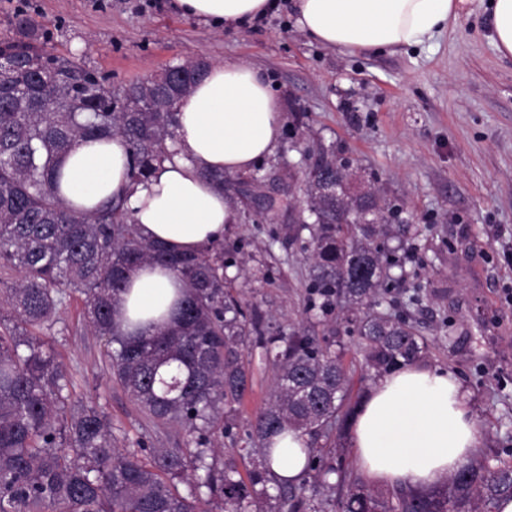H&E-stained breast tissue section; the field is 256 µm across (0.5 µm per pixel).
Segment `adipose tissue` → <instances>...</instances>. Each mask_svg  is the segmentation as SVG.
<instances>
[{"mask_svg": "<svg viewBox=\"0 0 512 512\" xmlns=\"http://www.w3.org/2000/svg\"><path fill=\"white\" fill-rule=\"evenodd\" d=\"M464 0H296L295 22L314 41L350 51L417 46L448 27ZM181 14L216 26L265 15L271 0H173ZM174 155L145 181L126 176L127 145L114 136L82 142L64 160L61 192L72 208L93 212L125 198L141 234L179 252L222 240L235 205L212 174L251 170L273 153L283 127L278 99L262 70L224 61L208 65L179 106ZM116 307L119 319L171 323L184 286L169 269L145 264ZM352 463L374 487L430 490L446 483L482 444V433L456 375L407 365L384 376L351 421ZM271 469L299 478L308 438L288 428L273 437Z\"/></svg>", "mask_w": 512, "mask_h": 512, "instance_id": "adipose-tissue-1", "label": "adipose tissue"}]
</instances>
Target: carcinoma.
<instances>
[{
    "label": "carcinoma",
    "mask_w": 512,
    "mask_h": 512,
    "mask_svg": "<svg viewBox=\"0 0 512 512\" xmlns=\"http://www.w3.org/2000/svg\"><path fill=\"white\" fill-rule=\"evenodd\" d=\"M18 27L22 38L0 37V272L19 274L0 296L15 318L0 320V512H325L326 504L336 512H492L498 498L512 497V465L494 457L470 460L437 489L384 493L336 460L359 401L329 337L341 329L358 337L363 364L376 375L426 352L392 296L406 279L398 253L419 247L417 234L389 223L398 205L379 188L353 185L350 162L321 149L301 181L311 223L296 215L288 232L310 252L307 311L321 316L322 330H275L233 295L223 250L173 252L141 236L125 201L84 214L58 194L62 159L86 139L122 137L134 183L169 158L179 104L208 61L190 57L131 83L120 109L105 112L110 87L47 53L29 16ZM145 263L172 270L185 295L173 324L125 332L114 306ZM68 289L86 296L85 321L106 340L112 380L154 422L184 430L194 452L121 449L95 403L71 400L66 366L48 341L27 333L57 316ZM249 344L271 357L274 391L252 424L253 447L220 464L224 439L236 443L224 408L239 403L251 381ZM288 427L309 441L295 481L274 477L269 465L268 442Z\"/></svg>",
    "instance_id": "obj_1"
}]
</instances>
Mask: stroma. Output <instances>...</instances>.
Listing matches in <instances>:
<instances>
[{
  "instance_id": "1",
  "label": "stroma",
  "mask_w": 512,
  "mask_h": 512,
  "mask_svg": "<svg viewBox=\"0 0 512 512\" xmlns=\"http://www.w3.org/2000/svg\"><path fill=\"white\" fill-rule=\"evenodd\" d=\"M484 0H466L447 30L417 48L348 51L312 41L294 0L240 29L183 16L172 0H28L46 48L119 88L190 56L260 68L280 100L283 128L253 173L280 200L299 193L280 168H303L319 147L357 162L362 184L380 187L424 232L407 262L426 298L408 315L428 344L426 365L450 369L470 397L481 452L512 462V59L493 45ZM292 213L240 207L224 232L245 267L230 266L238 295L273 325L305 320L309 263L289 241ZM84 297L67 299L39 329L66 363L77 396L96 403L128 450L184 448L185 432L150 421L111 379L107 346L82 321ZM252 379L229 415L238 447L265 407L274 373L247 348Z\"/></svg>"
}]
</instances>
